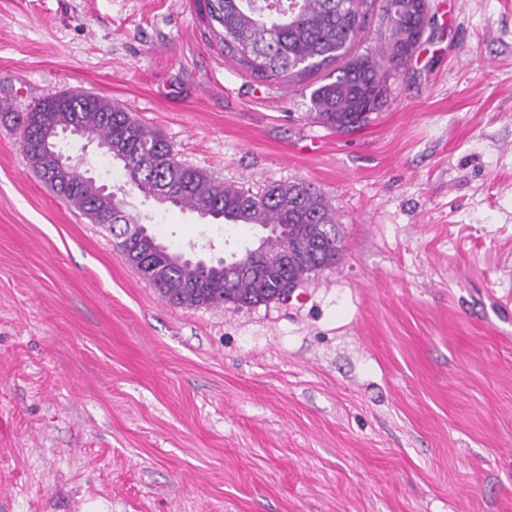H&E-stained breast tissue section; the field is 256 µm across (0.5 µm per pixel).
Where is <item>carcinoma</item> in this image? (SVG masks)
Listing matches in <instances>:
<instances>
[{"instance_id": "1", "label": "carcinoma", "mask_w": 512, "mask_h": 512, "mask_svg": "<svg viewBox=\"0 0 512 512\" xmlns=\"http://www.w3.org/2000/svg\"><path fill=\"white\" fill-rule=\"evenodd\" d=\"M224 57L259 82L303 84L326 75L311 93L315 118L336 130L362 126L388 100L390 81L411 61L423 38L427 0H199ZM26 142L22 149L37 176L94 224H105L115 247L162 300L182 307L231 303L250 308L280 299L288 282L311 278L336 265L341 246L336 216L312 184L271 182L254 193L216 184L199 169L179 163L158 131L125 107L89 93L53 95L24 113L0 112ZM74 125L119 168L124 185L147 199L170 197L168 206L204 211L226 224L278 225L263 253L248 256L251 272L219 261L204 266L181 258L156 236L136 230L140 217L117 192L97 181L63 173L36 143ZM288 251L285 262L266 255Z\"/></svg>"}]
</instances>
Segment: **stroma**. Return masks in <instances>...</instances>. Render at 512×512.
<instances>
[{
    "label": "stroma",
    "instance_id": "stroma-1",
    "mask_svg": "<svg viewBox=\"0 0 512 512\" xmlns=\"http://www.w3.org/2000/svg\"><path fill=\"white\" fill-rule=\"evenodd\" d=\"M431 6L337 131L197 0H0V105L92 93L215 182H310L342 248L290 302L172 306L0 123V512H512V0ZM127 201L195 259L261 234Z\"/></svg>",
    "mask_w": 512,
    "mask_h": 512
}]
</instances>
